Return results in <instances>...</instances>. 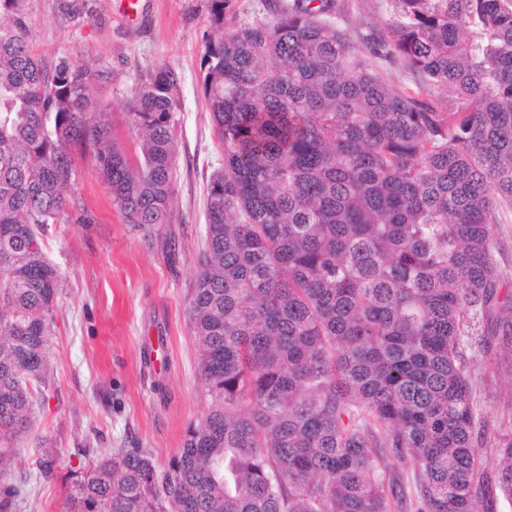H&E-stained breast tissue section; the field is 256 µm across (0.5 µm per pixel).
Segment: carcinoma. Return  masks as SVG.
I'll return each instance as SVG.
<instances>
[{"mask_svg": "<svg viewBox=\"0 0 512 512\" xmlns=\"http://www.w3.org/2000/svg\"><path fill=\"white\" fill-rule=\"evenodd\" d=\"M224 33L210 0L201 90L223 167L207 184L190 298L211 403L164 465L83 451L67 512H483L465 326L512 348L494 260L512 203V0H389L398 91L370 70L329 0ZM96 75L30 48L26 0H0V512L33 402L45 398L60 273L46 226L88 223L67 188L89 154L125 222L168 223L177 77L128 106L130 154L95 119ZM442 86L441 107L421 98ZM512 502V440L494 449ZM57 452L37 449L43 479Z\"/></svg>", "mask_w": 512, "mask_h": 512, "instance_id": "1", "label": "carcinoma"}]
</instances>
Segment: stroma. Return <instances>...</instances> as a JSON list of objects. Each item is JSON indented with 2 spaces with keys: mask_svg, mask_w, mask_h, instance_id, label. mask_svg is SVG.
I'll return each mask as SVG.
<instances>
[{
  "mask_svg": "<svg viewBox=\"0 0 512 512\" xmlns=\"http://www.w3.org/2000/svg\"><path fill=\"white\" fill-rule=\"evenodd\" d=\"M26 0L35 53L45 62L69 56L97 76L95 97L128 150L137 134L125 119L129 101L156 73L178 77L176 174L169 221L144 230L125 223L92 161L76 155L69 192L91 214L89 224H52L45 251L61 274L55 323L48 338L50 385L35 410L11 474L28 480L15 512H66L63 474L78 467L80 449L106 455L145 448L165 463L210 399L198 370L189 303L203 255L206 187L222 166V149L204 104L200 60L210 26V0ZM292 0H227L224 27L270 21ZM339 28L372 70L397 88L414 75L378 54L391 18L387 0H334ZM474 407L489 454L512 438L503 405L512 400V356L502 347L469 348ZM58 452V478L35 475L33 454Z\"/></svg>",
  "mask_w": 512,
  "mask_h": 512,
  "instance_id": "obj_1",
  "label": "stroma"
}]
</instances>
